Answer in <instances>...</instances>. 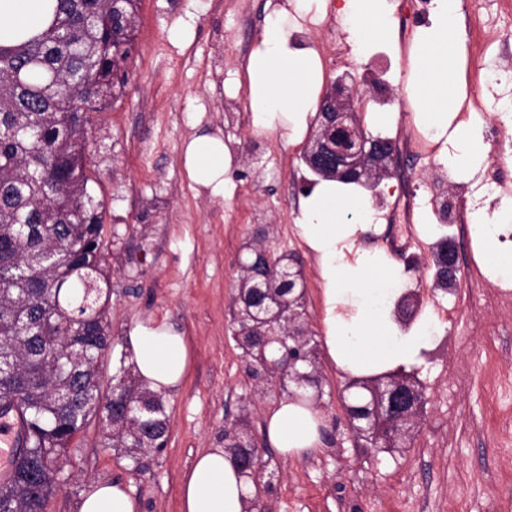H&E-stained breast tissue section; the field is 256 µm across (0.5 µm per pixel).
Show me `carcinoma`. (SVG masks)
Returning <instances> with one entry per match:
<instances>
[{
	"label": "carcinoma",
	"instance_id": "carcinoma-1",
	"mask_svg": "<svg viewBox=\"0 0 512 512\" xmlns=\"http://www.w3.org/2000/svg\"><path fill=\"white\" fill-rule=\"evenodd\" d=\"M141 0H55L48 27L0 45V415L27 427L0 512H44L57 490L56 463L94 418L108 446L135 464L162 450L169 417L162 394L120 361L103 389L99 356L110 348L104 289V215L86 169L93 115L118 102L136 49ZM267 232L246 245L232 316L250 352L249 375L301 347L318 360L303 319L302 261L274 254ZM93 249H88V246ZM350 404L370 413L364 380ZM390 432L367 443L398 448ZM224 447L260 457L249 417L224 427Z\"/></svg>",
	"mask_w": 512,
	"mask_h": 512
}]
</instances>
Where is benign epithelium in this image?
Masks as SVG:
<instances>
[{
  "label": "benign epithelium",
  "instance_id": "1",
  "mask_svg": "<svg viewBox=\"0 0 512 512\" xmlns=\"http://www.w3.org/2000/svg\"><path fill=\"white\" fill-rule=\"evenodd\" d=\"M361 93L359 83L350 70L344 71L327 88L319 102L323 112V126L328 133L336 134V144L315 142L308 155L310 169L321 176L330 172L346 180L362 181L371 176L373 163H397V149L393 141L385 138L367 139L360 135L355 123V112ZM440 269L454 280L459 272L458 250L453 238L442 242ZM303 357L288 360V366L278 372V378L301 385L310 375L298 368ZM371 395V417L362 425H349L352 433H375L380 429L395 427L421 419L424 398L416 392L401 374H391L381 381L367 385Z\"/></svg>",
  "mask_w": 512,
  "mask_h": 512
}]
</instances>
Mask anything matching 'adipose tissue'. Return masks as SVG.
I'll list each match as a JSON object with an SVG mask.
<instances>
[{
  "label": "adipose tissue",
  "instance_id": "1",
  "mask_svg": "<svg viewBox=\"0 0 512 512\" xmlns=\"http://www.w3.org/2000/svg\"><path fill=\"white\" fill-rule=\"evenodd\" d=\"M436 18L424 36L416 70L417 95L426 107V119L441 125L454 112L457 57L451 34L459 0H437ZM51 0H0V42L10 35L40 32L50 13ZM357 54H364L370 38L387 30V0H345L342 9ZM287 10L273 11L264 29L262 46L248 66L252 124L266 128L282 122L299 133L312 107L321 78L317 58L293 47L287 29ZM232 157L223 140L212 135L192 137L184 150L189 180L224 193V175ZM364 224L336 221V188L323 186L302 209L297 231L317 259L323 279L324 342L327 355L345 376L367 379L386 373L411 371L424 361L422 353L433 341L440 322L422 315L401 328L393 310L403 295V280L393 266L376 253L356 245ZM485 256L494 264L492 282L512 286V260L503 258L500 233L488 225L474 227ZM126 346L142 382L156 392L182 385L190 364V344L174 324L146 319L131 328ZM268 436L287 458H301L323 446V419L306 403L281 400L265 416ZM254 485L239 472L231 453L222 448L200 452L180 482V512H248ZM79 512H140L138 502L117 482H100L84 495Z\"/></svg>",
  "mask_w": 512,
  "mask_h": 512
}]
</instances>
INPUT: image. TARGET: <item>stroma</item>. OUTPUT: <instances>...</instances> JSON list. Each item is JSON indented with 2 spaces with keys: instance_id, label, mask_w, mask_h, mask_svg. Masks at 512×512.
<instances>
[{
  "instance_id": "stroma-1",
  "label": "stroma",
  "mask_w": 512,
  "mask_h": 512,
  "mask_svg": "<svg viewBox=\"0 0 512 512\" xmlns=\"http://www.w3.org/2000/svg\"><path fill=\"white\" fill-rule=\"evenodd\" d=\"M286 0H141L137 53L124 92L112 108L95 115L86 150L97 201L105 210L104 272L110 297L106 321L111 347L100 358L103 382L119 366L130 328L149 317L180 326L191 344L189 375L177 391L165 394L169 415L166 447L135 468L123 452L106 447L100 421H92L59 465L60 485L45 512H78L91 487L122 483L141 503V512H179L183 472L205 449L224 445V427L253 397L246 360L233 339L229 303L237 285L242 247L256 230L268 227L271 251L302 261L305 317L323 333L325 307L317 262L296 232L309 193L323 184L303 162L315 122L301 137L274 124L255 128L238 93L248 78L238 63L245 43L260 44L272 8ZM479 15L488 34L512 24L490 0H460L455 41L460 62L457 93L467 123L485 138L491 101L466 80L469 55L464 25ZM423 30L402 41L397 25L371 39L356 55L344 27L335 45L314 37L307 45L326 66L322 86L347 70H373L402 110L373 111L361 103L356 119L370 136L401 141L413 131L427 132L432 152L401 154L400 166L385 186L406 181L419 198L412 223L413 245L393 255L421 311L450 312L442 321L424 364L413 375L425 387L424 420L406 448L384 452L365 447L349 431L342 406L346 378L328 357H321L327 445L300 460L284 458L264 431V414L287 393L266 385L250 421L263 458L276 471L272 493L261 505L271 512H512V308L497 307L499 286L485 275L469 225L452 226L460 264L459 290L448 294L432 286L431 252L439 234L432 231L434 211L455 198L457 187L479 186L484 168H451L455 143L428 126L411 76ZM344 54L330 64L335 47ZM207 132L222 138L232 164L223 196L192 183L184 169L183 149L190 137ZM342 199L360 201L344 209L353 224L368 214L375 228L359 237L364 249L382 245L388 225L378 210L380 192L357 184H337Z\"/></svg>"
}]
</instances>
